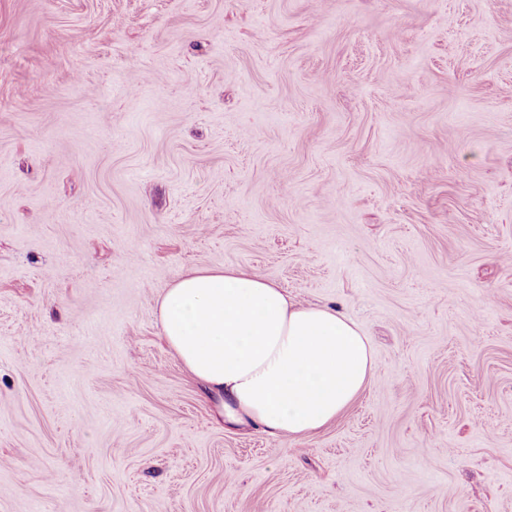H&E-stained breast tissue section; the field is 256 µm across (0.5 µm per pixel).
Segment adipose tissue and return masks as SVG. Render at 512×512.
<instances>
[{"instance_id":"obj_1","label":"adipose tissue","mask_w":512,"mask_h":512,"mask_svg":"<svg viewBox=\"0 0 512 512\" xmlns=\"http://www.w3.org/2000/svg\"><path fill=\"white\" fill-rule=\"evenodd\" d=\"M156 317L187 371L222 401L225 419L273 436L334 424L377 372L354 320L240 269L179 276Z\"/></svg>"}]
</instances>
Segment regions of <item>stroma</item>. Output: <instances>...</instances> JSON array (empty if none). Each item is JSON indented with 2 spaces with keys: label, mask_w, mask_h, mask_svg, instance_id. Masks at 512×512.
Returning a JSON list of instances; mask_svg holds the SVG:
<instances>
[{
  "label": "stroma",
  "mask_w": 512,
  "mask_h": 512,
  "mask_svg": "<svg viewBox=\"0 0 512 512\" xmlns=\"http://www.w3.org/2000/svg\"><path fill=\"white\" fill-rule=\"evenodd\" d=\"M224 267L369 337L336 423L183 368ZM0 512H512V0H0Z\"/></svg>",
  "instance_id": "35a3bbf8"
}]
</instances>
